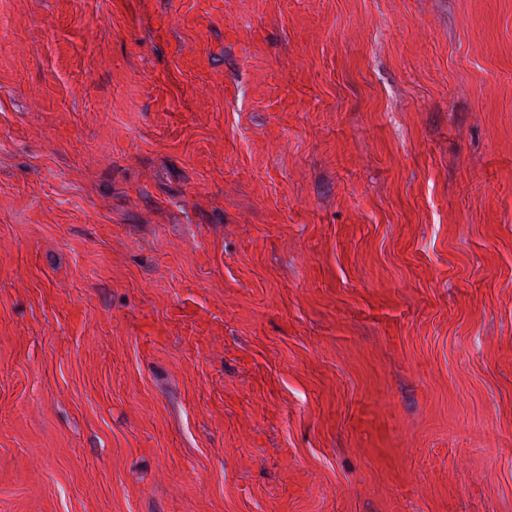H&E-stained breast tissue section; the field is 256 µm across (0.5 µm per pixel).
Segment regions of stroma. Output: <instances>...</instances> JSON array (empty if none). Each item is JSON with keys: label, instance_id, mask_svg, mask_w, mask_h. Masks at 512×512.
Masks as SVG:
<instances>
[{"label": "stroma", "instance_id": "1", "mask_svg": "<svg viewBox=\"0 0 512 512\" xmlns=\"http://www.w3.org/2000/svg\"><path fill=\"white\" fill-rule=\"evenodd\" d=\"M0 512H512V0H0Z\"/></svg>", "mask_w": 512, "mask_h": 512}]
</instances>
